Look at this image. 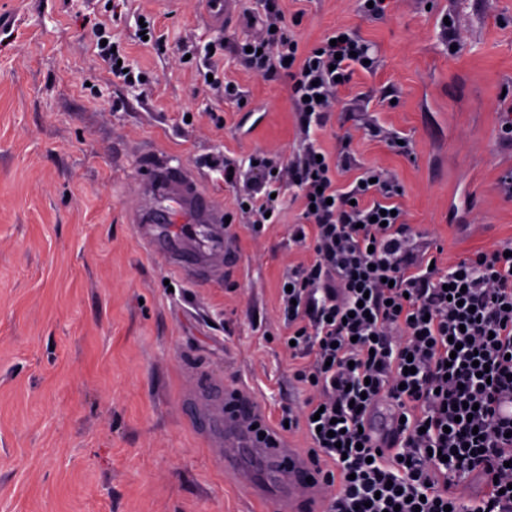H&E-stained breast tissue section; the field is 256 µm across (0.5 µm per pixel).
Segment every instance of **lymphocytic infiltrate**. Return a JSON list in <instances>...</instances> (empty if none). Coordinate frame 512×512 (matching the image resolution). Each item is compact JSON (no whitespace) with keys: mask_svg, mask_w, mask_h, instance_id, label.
Returning a JSON list of instances; mask_svg holds the SVG:
<instances>
[{"mask_svg":"<svg viewBox=\"0 0 512 512\" xmlns=\"http://www.w3.org/2000/svg\"><path fill=\"white\" fill-rule=\"evenodd\" d=\"M262 6L246 15L262 35L235 39V58L287 77L301 146L283 163L253 154L247 215L258 229L300 203L294 232L311 240L279 309L309 395L281 417L332 465L324 512H512V242L434 267L399 181L361 165L349 142L331 154L315 138L353 68L374 71L372 46L338 27L306 47L298 15ZM383 414L397 425L381 449L367 426Z\"/></svg>","mask_w":512,"mask_h":512,"instance_id":"lymphocytic-infiltrate-1","label":"lymphocytic infiltrate"}]
</instances>
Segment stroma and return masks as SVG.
<instances>
[{
	"mask_svg": "<svg viewBox=\"0 0 512 512\" xmlns=\"http://www.w3.org/2000/svg\"><path fill=\"white\" fill-rule=\"evenodd\" d=\"M313 46L347 27L375 45L318 142L352 140L361 164L404 188L400 203L448 266L512 240V0H393L379 21L355 0H306ZM206 0H0V512H272L245 496L192 400L198 378L236 384L268 424L307 396L283 343L278 288L309 259L298 205L254 230L236 194L251 154L298 148L286 77L233 62L248 102L204 85L206 50L250 34L243 13L211 28ZM148 18L163 47L139 41ZM450 19L463 40L449 49ZM105 26L141 83L113 76ZM377 124L407 146L371 137ZM239 165L237 183L221 163ZM193 172L231 213L220 282H195L149 253L129 213L155 163Z\"/></svg>",
	"mask_w": 512,
	"mask_h": 512,
	"instance_id": "stroma-1",
	"label": "stroma"
}]
</instances>
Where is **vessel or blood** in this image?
<instances>
[{"label":"vessel or blood","mask_w":512,"mask_h":512,"mask_svg":"<svg viewBox=\"0 0 512 512\" xmlns=\"http://www.w3.org/2000/svg\"><path fill=\"white\" fill-rule=\"evenodd\" d=\"M137 195L141 207L136 234L149 252L196 280L208 279L213 265L225 262L227 213L187 171L153 165L138 183ZM159 209L190 226V235L153 229ZM196 398L224 427L220 465L251 496L271 503L274 512H321L323 473L308 454L270 428L253 398L240 388L207 381L197 383Z\"/></svg>","instance_id":"vessel-or-blood-1"}]
</instances>
